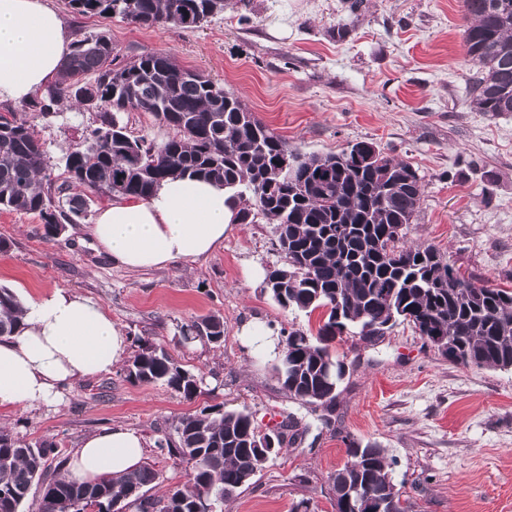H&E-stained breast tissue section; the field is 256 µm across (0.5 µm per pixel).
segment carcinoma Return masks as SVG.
Returning a JSON list of instances; mask_svg holds the SVG:
<instances>
[{"mask_svg": "<svg viewBox=\"0 0 512 512\" xmlns=\"http://www.w3.org/2000/svg\"><path fill=\"white\" fill-rule=\"evenodd\" d=\"M77 16L119 15L143 27H200L224 11V0H68ZM462 47L479 66L469 95L480 112H512V0H464ZM103 32L75 39L59 78L24 103L0 114V210L35 214L44 235L75 224L96 200L148 199L169 178L224 185L238 204V221L262 218L274 225L282 263L265 278V291L286 311H324L312 336L293 329L282 340L275 374L288 395L305 404L336 400L345 363L330 348L351 329L373 342L397 322H408L454 364L512 368V291L465 281L448 284L453 266L431 245L408 246L404 237L418 211L421 184L407 162L374 144L370 162L343 150L303 154L271 130L239 98L170 55L146 52L122 64ZM74 100L100 114L89 141L65 160V177L46 173V152L30 120ZM119 112H148L173 130L156 142L134 137ZM24 305L0 287V336L22 328ZM185 342H224V321L201 317L181 330ZM445 339L438 344L437 338ZM129 381L161 383L186 400L201 394L203 378L184 369L170 352L144 343L127 365ZM274 449L260 448L252 414L211 405L180 416L157 446L188 465V481L149 508L128 491L147 493L159 479L149 464L94 483H70L60 474L64 451L53 441H24L0 427V512H23L31 486L41 487L39 512H83L96 502L113 512H218L224 499L250 484L267 462L299 436L292 419L275 426ZM348 460L331 475L336 512H355V497L368 496L391 512L409 506L392 476L387 450L374 442L348 444Z\"/></svg>", "mask_w": 512, "mask_h": 512, "instance_id": "1", "label": "carcinoma"}]
</instances>
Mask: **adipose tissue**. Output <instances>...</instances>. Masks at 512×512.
<instances>
[{
	"label": "adipose tissue",
	"mask_w": 512,
	"mask_h": 512,
	"mask_svg": "<svg viewBox=\"0 0 512 512\" xmlns=\"http://www.w3.org/2000/svg\"><path fill=\"white\" fill-rule=\"evenodd\" d=\"M73 36L46 0H0V103L21 104L53 83ZM237 208L223 187L169 180L149 199L116 198L90 234L113 263L131 271L205 259L224 243ZM20 332L0 337V409L56 401L75 382L109 372L128 340L104 307L60 289L30 300ZM145 452L133 428L112 426L71 451L67 479L84 482L139 466Z\"/></svg>",
	"instance_id": "obj_1"
}]
</instances>
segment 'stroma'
<instances>
[{"mask_svg":"<svg viewBox=\"0 0 512 512\" xmlns=\"http://www.w3.org/2000/svg\"><path fill=\"white\" fill-rule=\"evenodd\" d=\"M48 3L73 33L108 32L123 60L163 52L205 73L300 152L366 141L410 163L422 195L407 242L512 289V113L470 101L478 67L461 46L463 0H363L355 11L348 0H224L223 12L185 31ZM98 124L97 113L69 105L33 120L52 176ZM103 207L52 238L38 217L0 210V286L23 302L63 289L101 303L130 340L127 357L147 341L163 346L202 376V393L189 401L130 382L120 363L64 388L52 405L0 413V424L67 450L107 427L135 428L160 474L151 489L159 496L188 480L187 464L156 446L179 416L221 404L249 411L266 431L290 415L305 429L301 441L223 512H335L330 476L351 440L386 448L410 512H512V369L450 363L404 323L375 344L350 334L336 342L347 372L333 412L300 403L278 383L273 356H249L238 336L250 320L313 333L323 318L284 311L265 293L262 277L280 263L272 225L237 223L207 259L130 272L94 247L88 229ZM206 315L223 317V343L182 342V326Z\"/></svg>","mask_w":512,"mask_h":512,"instance_id":"35a3bbf8","label":"stroma"}]
</instances>
